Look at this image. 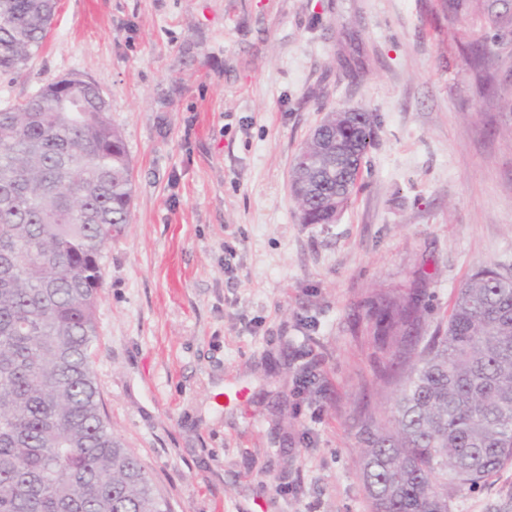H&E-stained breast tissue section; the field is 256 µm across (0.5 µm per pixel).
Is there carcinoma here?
<instances>
[{
	"label": "carcinoma",
	"instance_id": "cac0c4a2",
	"mask_svg": "<svg viewBox=\"0 0 512 512\" xmlns=\"http://www.w3.org/2000/svg\"><path fill=\"white\" fill-rule=\"evenodd\" d=\"M472 13L461 33L484 65L487 33L512 34V0H442ZM56 0H0V76L39 51ZM60 79L0 108V512H168L138 458L112 433L92 369L106 242L130 223L132 169L108 102L92 82ZM308 137L290 183L309 224H332L351 200L358 169L336 179L303 158L328 152L347 167L367 153L374 119ZM375 333L407 377L384 424L363 414L359 471L370 512H449L448 488L474 489L512 464V279L476 270L445 326L422 339L419 296L381 293Z\"/></svg>",
	"mask_w": 512,
	"mask_h": 512
}]
</instances>
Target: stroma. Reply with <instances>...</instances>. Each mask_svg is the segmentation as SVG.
Masks as SVG:
<instances>
[{
  "label": "stroma",
  "mask_w": 512,
  "mask_h": 512,
  "mask_svg": "<svg viewBox=\"0 0 512 512\" xmlns=\"http://www.w3.org/2000/svg\"><path fill=\"white\" fill-rule=\"evenodd\" d=\"M440 0H58L0 107L77 76L133 169L108 240L93 369L112 431L171 512H369L362 400L404 378L375 296L419 291L425 334L476 270L512 272V38L467 62ZM372 113L335 223L290 190L326 113ZM450 512H512V464Z\"/></svg>",
  "instance_id": "obj_1"
}]
</instances>
